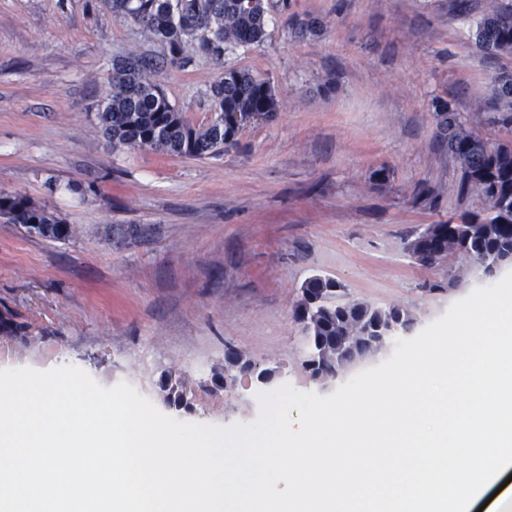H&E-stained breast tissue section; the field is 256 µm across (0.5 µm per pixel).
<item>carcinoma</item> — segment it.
<instances>
[{"instance_id": "carcinoma-1", "label": "carcinoma", "mask_w": 512, "mask_h": 512, "mask_svg": "<svg viewBox=\"0 0 512 512\" xmlns=\"http://www.w3.org/2000/svg\"><path fill=\"white\" fill-rule=\"evenodd\" d=\"M116 14L140 25L147 41L184 66L195 62L194 52L221 62L239 47L261 42L267 35L270 13L278 0H103ZM475 47L487 54L512 58V0H487L474 21ZM112 63V92L97 104L96 128L114 147L144 149L169 156L195 159L218 158L237 142L246 122L269 120L279 111L271 84L245 68L224 70V80L207 93L212 117L195 127L170 102L157 82L159 60L137 49ZM490 108L512 114V73L504 70L494 80ZM448 151L460 167L459 196L475 192L483 200L478 213H465L463 224H484L485 236L458 238L453 221L443 223L448 233V254H472L481 259L501 251L512 252V143L486 148V140L445 101L435 104ZM0 219L30 234L51 241H68L76 229L46 205L19 193L0 192ZM416 260L431 263L439 253L432 243L415 238L408 245ZM336 281L315 275L302 285L304 306L311 298L331 294ZM345 313L331 305L315 309L308 323L313 341L330 343L340 335Z\"/></svg>"}]
</instances>
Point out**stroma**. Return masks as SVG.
I'll return each mask as SVG.
<instances>
[{"label":"stroma","mask_w":512,"mask_h":512,"mask_svg":"<svg viewBox=\"0 0 512 512\" xmlns=\"http://www.w3.org/2000/svg\"><path fill=\"white\" fill-rule=\"evenodd\" d=\"M483 3L288 0L263 42L220 63L164 64L159 82L194 126L209 121L208 89L228 68L269 81L279 101L223 157L195 160L116 148L95 130L113 60L143 43L131 18L102 0H0V192L79 230L49 241L0 219V313L23 326L0 333V369L73 365L161 411L169 375L193 403L176 420L249 423L255 379L214 382L228 348L274 369L275 386L327 393L302 366L295 308L309 276L408 307L421 329L484 286L464 256L422 265L407 250L425 225L483 206L458 194L433 100L512 141V123L477 108L512 68L473 44ZM294 19L314 32L295 34ZM420 186L428 199L416 200ZM130 224L137 235H114Z\"/></svg>","instance_id":"obj_1"}]
</instances>
